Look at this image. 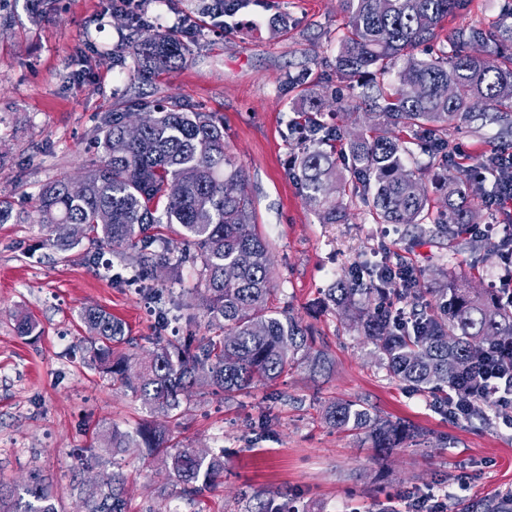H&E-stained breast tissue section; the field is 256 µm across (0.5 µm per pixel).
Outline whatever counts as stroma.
Returning <instances> with one entry per match:
<instances>
[{
  "mask_svg": "<svg viewBox=\"0 0 512 512\" xmlns=\"http://www.w3.org/2000/svg\"><path fill=\"white\" fill-rule=\"evenodd\" d=\"M204 2L144 0L152 22L185 24L193 46L185 65L149 79L137 76L133 61L121 68L112 61L123 39L112 0H59L37 25L17 0L15 22L0 34V197L24 217L42 183L84 176L98 158L94 131L127 89L153 104L177 100L213 113L224 122L227 150L247 178L253 222L269 244L272 302L311 326L332 360L328 375L296 367L231 398L209 383L195 385L172 439L223 451V485L197 505L176 493L160 499L163 473L132 450L122 463L130 512H237L244 496L287 498L302 512H406L430 494L448 495L452 512H469L511 496L512 424L494 412L485 421L452 417L435 395L391 377L347 304L330 298L331 288L364 266L397 263L413 267L427 302L442 269L490 291L502 252L452 249L440 236L412 241L404 226L375 223L358 198L349 201L345 223H321L290 174L301 149L293 128L303 118V89L336 81V35L349 22L341 0H240L228 17L204 11ZM503 2L467 0L420 55H440L454 28L490 29ZM297 75L299 88L288 83ZM455 142L475 166L491 148L512 146V130L477 120ZM130 274L111 249L85 241L61 253L39 225L0 224V480L48 478L58 512H75V449L99 450L107 427L130 431L146 415L135 394L113 389L87 366L82 310H106L142 345L154 336L161 307L178 317L170 338L209 333L193 268H183L158 304L126 285ZM20 311L39 335L17 334ZM334 399L364 402L416 427L426 441L380 456L364 432L324 422L323 408ZM460 476L467 490L458 488Z\"/></svg>",
  "mask_w": 512,
  "mask_h": 512,
  "instance_id": "stroma-1",
  "label": "stroma"
}]
</instances>
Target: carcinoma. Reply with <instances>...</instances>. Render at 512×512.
I'll use <instances>...</instances> for the list:
<instances>
[{"label":"carcinoma","mask_w":512,"mask_h":512,"mask_svg":"<svg viewBox=\"0 0 512 512\" xmlns=\"http://www.w3.org/2000/svg\"><path fill=\"white\" fill-rule=\"evenodd\" d=\"M52 0H27L32 23L41 22ZM467 0H342L351 24L337 39L336 81L354 89L358 77L366 102L363 123L369 134L351 136L323 123L326 102L336 111L354 97L335 91L328 97L305 92L304 124L295 129L304 148L292 174L302 196L324 224L346 218L340 198L361 196L379 224L411 225L425 233L432 223L459 244L476 223L485 195L470 178L448 174L443 197L434 199L422 178L404 161L405 149L393 130L412 133L430 157L448 167L451 134L464 117L497 113L512 118V3L504 2L502 18L490 30L458 27L448 35L449 52L422 59L415 51L438 37L443 23ZM121 27L129 31L126 53L142 76L186 62L190 45L178 32L153 26L124 11ZM481 42L489 59L471 51ZM395 73L391 86L385 76ZM133 112H107L97 129L101 156L83 179L59 176L44 183L35 197L33 223L48 233L57 224L71 225L67 239L48 238L61 252L83 240L111 249L130 250L132 281L143 283L163 266L170 278L189 265L203 287V310L214 335L182 341L156 337L153 348L129 354L133 345L125 325L101 308L82 313L88 331L91 365L112 379V386L136 394L151 418L132 432L112 427L101 435L105 455L86 460L91 469L135 448L158 461L180 485L181 496L193 500L224 479V453L201 452L187 444L170 445L168 423L182 416L181 396L208 379L227 397L258 384L278 380L289 369L306 365L315 374L332 365L327 351L315 346L313 331L294 316L270 306L272 269L269 245L252 224V200L243 171L224 144V123L209 112L189 110L177 101L139 113L140 137L125 141ZM339 143V152L317 147ZM341 156L351 174L336 170ZM158 224H176L182 240L179 254L155 232ZM342 296L357 304L364 336L381 351L391 376L424 392L449 387L479 388L487 353L512 343V305L467 284L448 282L435 290V303H410L414 325L400 327L391 310L376 303L384 289L342 283ZM323 419L337 429L365 431L379 455L391 454L420 432L384 418L355 401L334 400ZM0 481V512H57L52 484L37 475L22 484ZM78 512H127L125 477L114 471L93 483L75 480ZM245 512H299L288 501L269 498Z\"/></svg>","instance_id":"obj_1"}]
</instances>
